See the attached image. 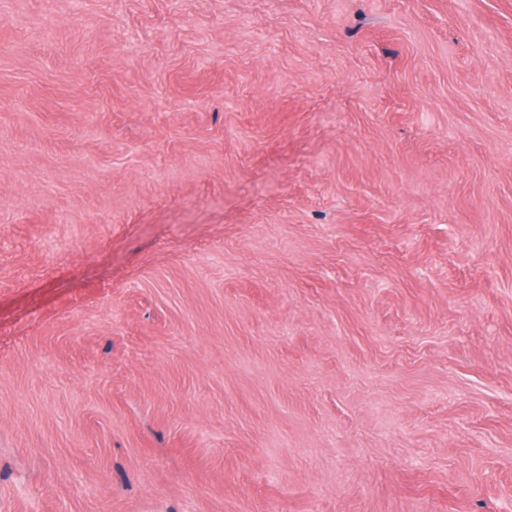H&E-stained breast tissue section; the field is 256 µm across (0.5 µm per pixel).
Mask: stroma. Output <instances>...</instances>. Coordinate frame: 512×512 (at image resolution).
I'll return each instance as SVG.
<instances>
[{
  "label": "stroma",
  "mask_w": 512,
  "mask_h": 512,
  "mask_svg": "<svg viewBox=\"0 0 512 512\" xmlns=\"http://www.w3.org/2000/svg\"><path fill=\"white\" fill-rule=\"evenodd\" d=\"M0 512H512V0H0Z\"/></svg>",
  "instance_id": "stroma-1"
}]
</instances>
